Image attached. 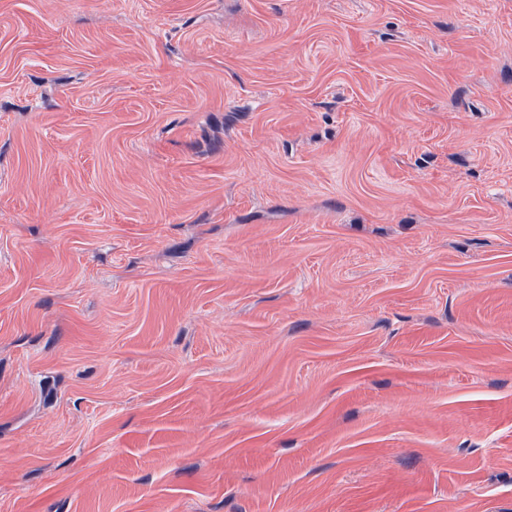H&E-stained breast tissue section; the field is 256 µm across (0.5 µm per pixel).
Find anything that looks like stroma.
<instances>
[{
    "label": "stroma",
    "mask_w": 512,
    "mask_h": 512,
    "mask_svg": "<svg viewBox=\"0 0 512 512\" xmlns=\"http://www.w3.org/2000/svg\"><path fill=\"white\" fill-rule=\"evenodd\" d=\"M0 512H512V0H0Z\"/></svg>",
    "instance_id": "obj_1"
}]
</instances>
